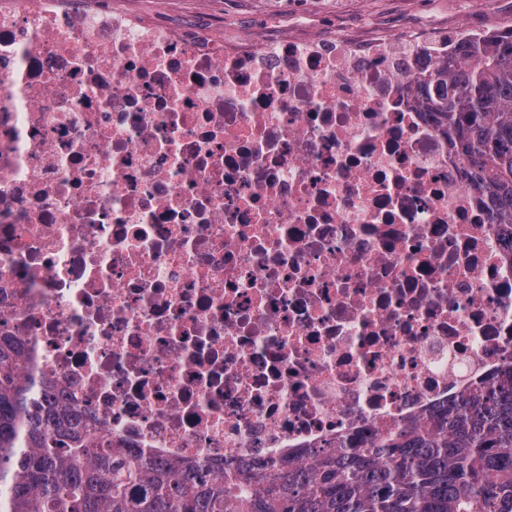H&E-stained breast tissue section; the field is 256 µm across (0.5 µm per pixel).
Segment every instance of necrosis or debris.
<instances>
[{"label":"necrosis or debris","instance_id":"4bbe7bcc","mask_svg":"<svg viewBox=\"0 0 512 512\" xmlns=\"http://www.w3.org/2000/svg\"><path fill=\"white\" fill-rule=\"evenodd\" d=\"M459 36L0 0V335L101 443L221 479L512 363V233L418 84Z\"/></svg>","mask_w":512,"mask_h":512}]
</instances>
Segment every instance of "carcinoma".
I'll return each mask as SVG.
<instances>
[{
    "instance_id": "1",
    "label": "carcinoma",
    "mask_w": 512,
    "mask_h": 512,
    "mask_svg": "<svg viewBox=\"0 0 512 512\" xmlns=\"http://www.w3.org/2000/svg\"><path fill=\"white\" fill-rule=\"evenodd\" d=\"M457 154L512 225V30L461 42L427 79ZM0 336V512H512V365L422 428L353 435L309 465L238 467L225 481L100 448Z\"/></svg>"
}]
</instances>
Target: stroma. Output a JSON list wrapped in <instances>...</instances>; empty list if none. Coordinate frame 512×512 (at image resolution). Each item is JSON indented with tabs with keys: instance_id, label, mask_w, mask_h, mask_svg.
Listing matches in <instances>:
<instances>
[{
	"instance_id": "stroma-1",
	"label": "stroma",
	"mask_w": 512,
	"mask_h": 512,
	"mask_svg": "<svg viewBox=\"0 0 512 512\" xmlns=\"http://www.w3.org/2000/svg\"><path fill=\"white\" fill-rule=\"evenodd\" d=\"M133 6L163 20L223 28L228 39L287 29L300 12L318 30L339 34L394 35L418 24L430 47L463 27L479 34L512 29V0H134Z\"/></svg>"
}]
</instances>
